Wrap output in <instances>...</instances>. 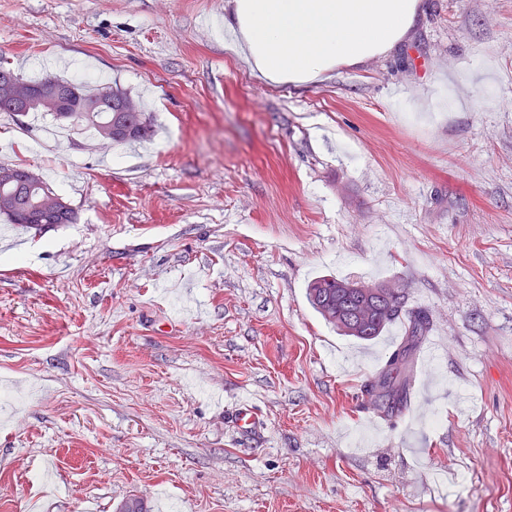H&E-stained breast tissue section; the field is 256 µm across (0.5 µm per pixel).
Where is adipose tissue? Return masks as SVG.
<instances>
[{
  "label": "adipose tissue",
  "instance_id": "ef3b65f1",
  "mask_svg": "<svg viewBox=\"0 0 512 512\" xmlns=\"http://www.w3.org/2000/svg\"><path fill=\"white\" fill-rule=\"evenodd\" d=\"M424 0H230L224 44L270 84L306 85L408 41Z\"/></svg>",
  "mask_w": 512,
  "mask_h": 512
}]
</instances>
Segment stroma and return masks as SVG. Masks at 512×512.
Here are the masks:
<instances>
[{
	"label": "stroma",
	"instance_id": "35a3bbf8",
	"mask_svg": "<svg viewBox=\"0 0 512 512\" xmlns=\"http://www.w3.org/2000/svg\"><path fill=\"white\" fill-rule=\"evenodd\" d=\"M426 3L393 53L296 87L225 47L229 0H0L15 71L156 129L0 113V163L77 213L0 218V512H512V0ZM441 75L468 105L406 111ZM321 275L428 313L431 392L375 415L394 346L327 324Z\"/></svg>",
	"mask_w": 512,
	"mask_h": 512
}]
</instances>
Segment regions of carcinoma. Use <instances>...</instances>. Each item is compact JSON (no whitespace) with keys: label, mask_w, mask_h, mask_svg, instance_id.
Returning <instances> with one entry per match:
<instances>
[{"label":"carcinoma","mask_w":512,"mask_h":512,"mask_svg":"<svg viewBox=\"0 0 512 512\" xmlns=\"http://www.w3.org/2000/svg\"><path fill=\"white\" fill-rule=\"evenodd\" d=\"M41 83H54L58 86H76L82 98L90 105L97 102L101 88L88 90L82 85H76L74 82L59 77H43L39 79ZM108 113L106 112H88L80 120L72 123L76 128L98 130V125L102 122ZM122 123L127 125L133 133L129 136L119 138L121 142L144 140L152 134V123L150 116L142 111L137 112H117L115 113ZM28 168L21 164L0 165L1 172L11 173V179L0 177V216L8 223L20 226L26 229L41 231L42 225L33 218L27 222L20 221L17 218V211L28 210L31 214H37L38 202L42 195L52 191V187L42 178H37L32 183L24 179ZM340 279L334 276H319L312 280L307 287V297L311 306L328 323L336 324L335 312L326 309L329 302L336 304V312H340L349 306L347 300L336 301V284ZM393 311L384 312L378 318V321L370 329V332L359 337L364 342H372L378 339L386 329L396 322L402 314L404 307V298L397 296L392 299ZM430 330V320L422 312H416L409 317L408 327L405 331L408 336L392 356L388 357L382 373L374 383L366 384L365 392L372 402L385 400L392 403V412L401 411L408 402L409 391L412 388V379L414 374L417 348L422 339Z\"/></svg>","instance_id":"carcinoma-1"}]
</instances>
